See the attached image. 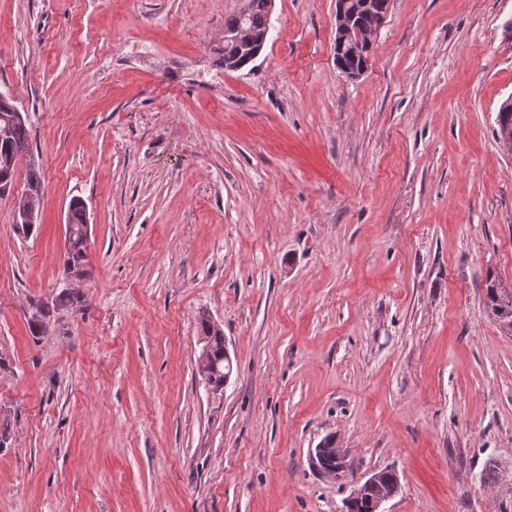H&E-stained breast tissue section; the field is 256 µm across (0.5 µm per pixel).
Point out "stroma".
Listing matches in <instances>:
<instances>
[{
	"instance_id": "1",
	"label": "stroma",
	"mask_w": 512,
	"mask_h": 512,
	"mask_svg": "<svg viewBox=\"0 0 512 512\" xmlns=\"http://www.w3.org/2000/svg\"><path fill=\"white\" fill-rule=\"evenodd\" d=\"M243 0H0V91L42 176L30 236L0 199V512H512V0H390L366 71L336 0H274L224 70ZM89 224L66 286L72 198ZM232 371L201 377L197 322ZM328 435L345 477L312 467ZM247 1L248 13L244 18L238 12L236 14H231L224 19V31H233L224 33V54L222 55V65H224V70H229L230 67H240L241 69L246 68L253 61L251 53L254 50L260 49L262 46L258 41H256L252 47L244 49L239 45L232 43L242 40L248 47L252 44V41L248 36L243 35L244 33L240 34V32L234 30L241 26H246L252 28L255 34H260V30L265 25L263 27L261 43L265 45L267 40L268 19L270 15H268V13L272 7V0ZM348 1L349 0H337L336 27H338V35L341 37V52L343 47L356 48L361 43L360 32L357 28L352 27V12H347ZM199 330L200 340L204 343L202 349L205 350L200 353L199 365L203 366L208 355L210 357V365L204 380L213 389H221L224 386V373L229 375L231 370L230 359L225 361L227 364L224 365V332L205 313L200 316ZM226 368L227 372H224ZM375 474H377L378 476V478L375 481L373 480L375 479L376 475L373 474L371 477H369V481L372 482L367 483V481H364L362 484H360L359 489L356 486L353 493L349 497L347 502L353 501L355 498L359 496L360 491L361 506L358 507L357 511L353 512H365V510H363L364 507L372 500H375V502L370 504L369 510L371 512H386L385 510L382 509V506L391 498L387 496H393L395 493L398 492L399 484L398 477L395 471L383 469Z\"/></svg>"
}]
</instances>
